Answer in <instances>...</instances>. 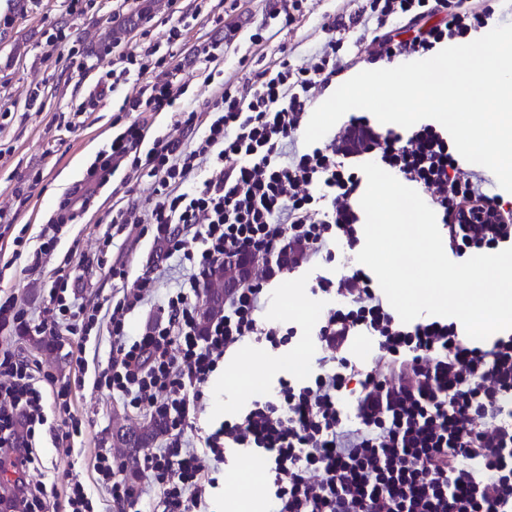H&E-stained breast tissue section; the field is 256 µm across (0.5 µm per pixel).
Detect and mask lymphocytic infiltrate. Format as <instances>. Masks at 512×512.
I'll list each match as a JSON object with an SVG mask.
<instances>
[{"label": "lymphocytic infiltrate", "mask_w": 512, "mask_h": 512, "mask_svg": "<svg viewBox=\"0 0 512 512\" xmlns=\"http://www.w3.org/2000/svg\"><path fill=\"white\" fill-rule=\"evenodd\" d=\"M490 16V9L476 11L463 0H362L354 14L328 24L325 43L306 64L281 57L257 71L245 90L219 86L201 112L174 109L181 86L146 80L142 67L97 83L101 99L140 77L142 85L124 98L122 111L169 107L173 129L199 132L189 143L156 137L141 153L142 130L133 123L102 153L100 171L146 168L154 182L150 211L133 203L121 207L98 252L107 254L114 238L136 224L164 259L191 266L164 298L156 296V275L146 271L104 310L117 394L139 412L166 413L170 422L164 444L143 459L152 478L147 486L113 480L112 453L100 450L97 472L113 500L143 512H212L225 449L246 448L263 462L270 512H512V334L475 343L454 322L402 324L360 269L315 279L313 293L347 301L315 331L321 350L315 374L279 379L244 416L197 427L203 386L225 353L252 337L279 341L278 328L264 325L260 314L269 284L283 269L266 265L225 299L224 316L208 335H197L209 270L230 257L281 251L296 270L333 261L340 245L355 247L364 222L356 202L363 158L422 191L441 215L443 245L453 258L512 246V208L464 169L439 126L383 131L369 117L353 115L328 144H297L315 103L335 90L340 53L358 28L371 30L379 43L369 58L374 64L467 39ZM490 208L497 223L483 221ZM67 290V280H54L36 317L15 297L0 300V334L89 336L88 325L66 315ZM155 298L158 319L129 335L128 316ZM358 336L377 342L371 365L349 358ZM83 382L79 376L58 383L42 363L0 349V475L11 512H48L47 489L31 477L44 389L54 387L62 399ZM345 399L353 415L344 414Z\"/></svg>", "instance_id": "f902f5d3"}]
</instances>
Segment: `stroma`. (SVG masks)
Instances as JSON below:
<instances>
[{
  "mask_svg": "<svg viewBox=\"0 0 512 512\" xmlns=\"http://www.w3.org/2000/svg\"><path fill=\"white\" fill-rule=\"evenodd\" d=\"M242 24L232 45L217 61L225 82L238 86L249 83L260 61H273L288 53L295 63L308 61L320 48L327 34L323 28L329 17L354 13L358 0H303L302 9L291 24L269 19L266 0H238ZM208 12L192 14V0H90L83 11L70 8V0H0V208L15 213L12 236L32 238L55 216L62 198L85 186L87 174L100 152L108 149L113 138L132 122L145 124L149 137L170 131L169 112L121 111L124 97L132 85L120 86L111 99H92L91 91L99 79L112 69L119 53L138 54L139 32L164 31L171 24L173 11H180L186 24L185 50L214 36L210 15L224 14L226 0H209ZM11 24H4V17ZM65 29L82 38L80 54L70 58L62 48L48 45L47 38L57 29ZM273 31L274 39L255 45L252 34L258 29ZM39 104H32V94ZM152 178L148 170L130 173L122 167L108 174L84 205L76 207L67 221L61 244L45 268L27 270L26 259H13L12 247L0 238V258L8 260V269L0 272V297L16 296L32 310L43 307L53 280L64 277L74 285L86 306L102 305L116 296L122 283L110 273L112 265L126 263L130 277L157 270L160 291H168L190 271L189 264L170 260L159 265L150 237L129 230L121 236L102 265L87 267L83 259L92 255L96 242L112 219L114 208L133 202L146 206ZM355 253L322 265L320 270L300 268L283 275L269 286L270 300L264 311L267 323L280 329H295L288 344L271 346L269 342H249L227 352L209 381L201 424L213 420L235 419L246 412L253 399L246 387L237 385L235 375L244 368L259 373L266 387L277 386L288 376L286 357L291 352H307L314 345L312 335L317 323L330 309L339 307L341 298L313 295L316 274L338 277L357 267ZM15 344L32 358L41 360L58 381L72 379L77 369V339L59 336L52 344L35 342L32 336L16 337ZM48 425L66 429L71 420L81 423L75 439L80 456L42 439L37 453L46 485L54 487L58 500H65L73 482H81L90 492L94 512H118L106 486L94 470L100 449L112 445V421L123 418L129 429H137L142 416L132 412L123 400L107 388L85 385L66 408L47 405ZM250 459L249 453L230 449L218 474L214 491V512H228L238 495L232 477Z\"/></svg>",
  "mask_w": 512,
  "mask_h": 512,
  "instance_id": "stroma-1",
  "label": "stroma"
}]
</instances>
